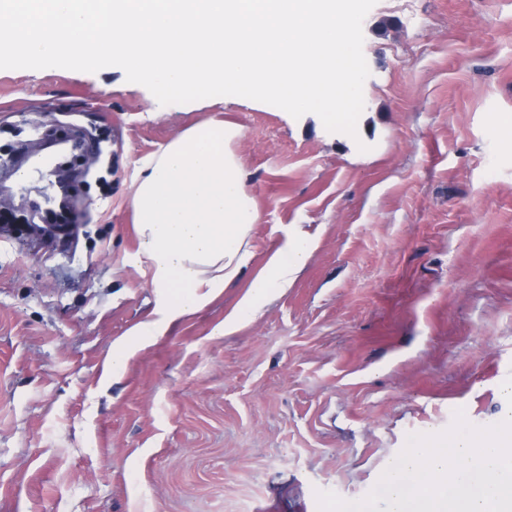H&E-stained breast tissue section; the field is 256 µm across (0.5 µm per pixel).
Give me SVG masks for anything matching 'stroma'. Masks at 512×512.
<instances>
[{
  "label": "stroma",
  "mask_w": 512,
  "mask_h": 512,
  "mask_svg": "<svg viewBox=\"0 0 512 512\" xmlns=\"http://www.w3.org/2000/svg\"><path fill=\"white\" fill-rule=\"evenodd\" d=\"M357 137L234 96L162 106L124 73L0 70V156L58 128L99 140L68 244L0 231V512H318L364 498L408 435L476 426L512 381V0H378ZM216 115L260 214L249 275L156 319L123 266L140 161ZM303 225L304 269L224 319Z\"/></svg>",
  "instance_id": "obj_1"
}]
</instances>
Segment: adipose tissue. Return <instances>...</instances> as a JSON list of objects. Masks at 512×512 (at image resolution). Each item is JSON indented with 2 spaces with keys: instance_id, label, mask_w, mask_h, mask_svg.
Instances as JSON below:
<instances>
[{
  "instance_id": "adipose-tissue-1",
  "label": "adipose tissue",
  "mask_w": 512,
  "mask_h": 512,
  "mask_svg": "<svg viewBox=\"0 0 512 512\" xmlns=\"http://www.w3.org/2000/svg\"><path fill=\"white\" fill-rule=\"evenodd\" d=\"M240 136L238 127L212 118L138 166L129 200L138 246L125 253L123 263L148 276L162 303L156 319L139 327L133 340L113 344V372H120L133 341L163 335L182 316L221 295L250 265L259 211L232 148ZM313 249V237L292 225L225 318L224 334L254 319L274 293L287 289Z\"/></svg>"
}]
</instances>
